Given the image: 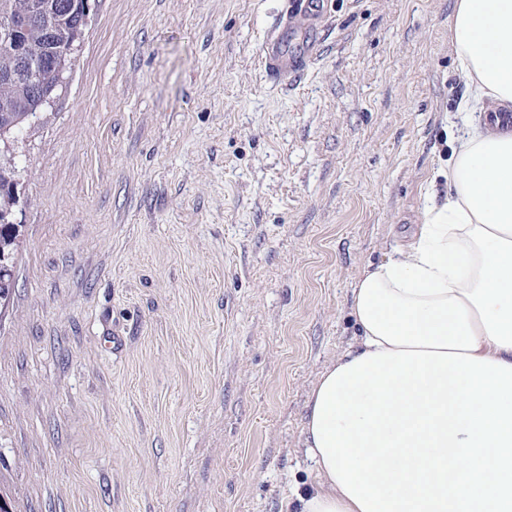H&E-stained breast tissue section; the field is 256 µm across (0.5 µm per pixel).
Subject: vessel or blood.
<instances>
[{
    "instance_id": "b4317fda",
    "label": "vessel or blood",
    "mask_w": 512,
    "mask_h": 512,
    "mask_svg": "<svg viewBox=\"0 0 512 512\" xmlns=\"http://www.w3.org/2000/svg\"><path fill=\"white\" fill-rule=\"evenodd\" d=\"M321 15V0H292L262 45L259 58L267 76L285 83L303 71L317 44Z\"/></svg>"
}]
</instances>
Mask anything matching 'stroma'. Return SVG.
<instances>
[{"mask_svg":"<svg viewBox=\"0 0 512 512\" xmlns=\"http://www.w3.org/2000/svg\"><path fill=\"white\" fill-rule=\"evenodd\" d=\"M288 0H99L17 133L0 311L12 512H298L309 395L353 346L351 289L422 215L466 93L455 0H324L290 84ZM322 0H292L284 18L262 45L261 64L270 78L288 83L296 78L310 61L318 38ZM297 31L306 41L295 42Z\"/></svg>","mask_w":512,"mask_h":512,"instance_id":"stroma-1","label":"stroma"}]
</instances>
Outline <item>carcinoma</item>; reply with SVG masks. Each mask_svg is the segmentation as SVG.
<instances>
[{"label": "carcinoma", "instance_id": "1", "mask_svg": "<svg viewBox=\"0 0 512 512\" xmlns=\"http://www.w3.org/2000/svg\"><path fill=\"white\" fill-rule=\"evenodd\" d=\"M82 0H0L1 24H11L9 46H0V131L15 132L27 121L33 96L21 76L24 63H36L50 56V48L79 45L83 32L79 24ZM38 13L41 20L28 21ZM16 169L15 160L0 159V252L16 254L19 247L18 225L3 221L4 213L18 201L10 194Z\"/></svg>", "mask_w": 512, "mask_h": 512}]
</instances>
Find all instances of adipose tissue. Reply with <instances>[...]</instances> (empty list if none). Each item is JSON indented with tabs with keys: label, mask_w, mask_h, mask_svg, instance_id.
Returning a JSON list of instances; mask_svg holds the SVG:
<instances>
[{
	"label": "adipose tissue",
	"mask_w": 512,
	"mask_h": 512,
	"mask_svg": "<svg viewBox=\"0 0 512 512\" xmlns=\"http://www.w3.org/2000/svg\"><path fill=\"white\" fill-rule=\"evenodd\" d=\"M449 39L468 88L459 111L512 110V0H456ZM449 192L425 197L412 240L365 269L351 291L356 347L336 365L382 350L466 353L512 365V130H463L440 170ZM317 483L300 512H361L305 429Z\"/></svg>",
	"instance_id": "1"
}]
</instances>
